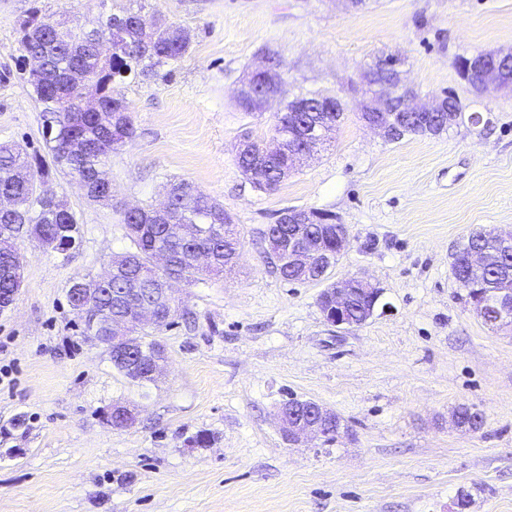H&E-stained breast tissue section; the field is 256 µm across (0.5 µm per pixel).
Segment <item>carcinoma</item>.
Instances as JSON below:
<instances>
[{"label":"carcinoma","mask_w":512,"mask_h":512,"mask_svg":"<svg viewBox=\"0 0 512 512\" xmlns=\"http://www.w3.org/2000/svg\"><path fill=\"white\" fill-rule=\"evenodd\" d=\"M139 25L148 27L149 39L137 44L132 52L106 56L98 50V40L111 30L112 18L89 31L53 27L41 9L34 5L19 23L20 41L24 51L41 60L42 78L32 85L34 99L41 107L42 118L53 117L51 129L44 132L47 155H29L7 144L0 145V194L13 197L17 213L0 212V295L13 289L15 271L8 264L7 250L22 234L59 235L61 239L80 243V228L70 209H60L52 200L33 195L30 182L41 181L54 170L65 176H78L86 182L88 200L110 198L111 183L97 180L96 174L105 166L112 151L126 144L134 135V124L127 102L114 96L113 78L138 73L151 76L152 68L175 61L189 50V41L180 35V28L161 16L147 17L139 11H127ZM82 82L97 85L101 102L107 112L115 114L112 126L98 124L96 114L83 111L78 86ZM251 150L237 152L238 164L244 173L252 174L254 154L261 151L256 141ZM285 160L268 163L261 181L273 191L282 183ZM168 219L158 223L142 213L123 215L131 250L124 253L127 264L112 270V279L101 286L97 309L100 321L122 319L128 323L130 335L146 349L164 353L162 345L140 333L137 310L148 305L159 308L161 322L167 327L178 315L174 299L162 297L161 274L154 270L152 258L158 252L169 256L170 275L175 280L192 282L203 271L222 272L234 266L238 255L240 234L224 207L210 201L192 183L181 180L169 185ZM319 222L311 224H270L264 232L271 250L286 233L298 232L306 237L321 235L320 225L330 219L318 214ZM211 257L207 268L190 263L197 252ZM483 255L484 264L478 272L471 270V252ZM451 273L466 289L468 297L481 293L493 298L503 292L512 294V244L490 230H475L451 254ZM458 422L470 430L483 424V414L470 406L457 408Z\"/></svg>","instance_id":"1"}]
</instances>
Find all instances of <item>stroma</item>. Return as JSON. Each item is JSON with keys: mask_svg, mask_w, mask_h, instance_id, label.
<instances>
[{"mask_svg": "<svg viewBox=\"0 0 512 512\" xmlns=\"http://www.w3.org/2000/svg\"><path fill=\"white\" fill-rule=\"evenodd\" d=\"M35 4L85 29L140 8L190 48L115 85L135 134L106 166L111 203L45 177L77 219L78 250L17 242L24 282L0 312V512H459L462 496L466 512H512V331L487 327L450 270L472 230L512 231V95L478 94L457 70L512 47V0H366L354 13L341 0H0V144L30 154L46 145L18 24ZM391 54L420 102L454 93L464 120L396 142L366 128L350 83ZM269 56L286 99L333 96L345 115L265 193L236 147L246 131L271 144L278 112L243 111L234 95ZM175 179L224 206L240 256L223 276L176 284L183 313L155 332L167 359L141 386L84 336L66 292L131 249L123 208L159 205ZM287 208L346 226L328 277L380 288L361 326L327 325L323 283L275 272L264 232ZM291 395L335 411L339 434L289 443L276 410ZM115 404L139 409L134 425L106 424ZM461 405L482 412L479 430L453 423ZM202 431L205 448L191 442Z\"/></svg>", "mask_w": 512, "mask_h": 512, "instance_id": "1", "label": "stroma"}]
</instances>
